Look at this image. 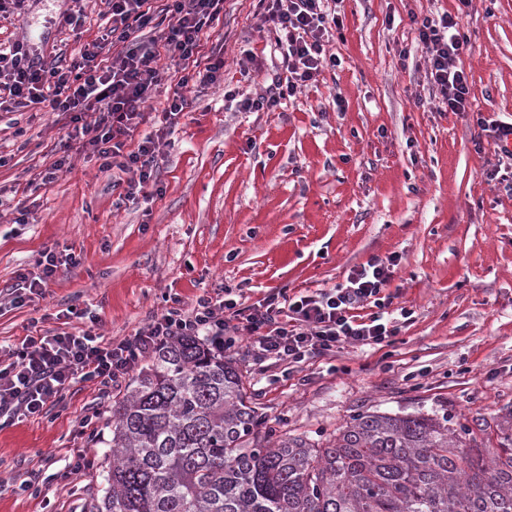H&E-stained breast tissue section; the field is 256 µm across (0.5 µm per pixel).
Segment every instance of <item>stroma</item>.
Segmentation results:
<instances>
[{"label":"stroma","mask_w":512,"mask_h":512,"mask_svg":"<svg viewBox=\"0 0 512 512\" xmlns=\"http://www.w3.org/2000/svg\"><path fill=\"white\" fill-rule=\"evenodd\" d=\"M458 0H343L332 43L337 66L274 112H241L228 90L256 93L282 72L257 0H224L207 43L224 51V83L189 88L188 115L168 135L161 192L118 203L111 172L74 155L52 183H31L64 149V117L0 112V292L39 253L73 252L43 297L0 309V344L60 327L73 306L95 310L108 338L134 335L168 296L193 304L226 287L250 305L271 293L328 289L373 258H396L386 288L410 310L391 345H348L290 377L256 361L246 343L228 351L277 433L322 440L365 411L437 414L477 428L494 448L495 423L512 410V197L485 178L498 160L474 122L434 112L408 11L456 12ZM70 0H30L0 22V43L27 42L53 59L74 50L59 20ZM458 12V11H457ZM461 14V13H460ZM460 28L461 58L476 109L512 116V0H472ZM255 50L248 60L246 50ZM342 106H335V99ZM480 140V139H479ZM29 221L17 223L19 210ZM111 396L75 382L59 405L0 428V512H86L101 482L105 448L80 439L88 409L108 417ZM93 466L41 496L21 490L34 471L62 469L73 450Z\"/></svg>","instance_id":"35a3bbf8"}]
</instances>
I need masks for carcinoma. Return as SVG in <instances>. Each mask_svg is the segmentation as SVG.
Listing matches in <instances>:
<instances>
[{
	"label": "carcinoma",
	"mask_w": 512,
	"mask_h": 512,
	"mask_svg": "<svg viewBox=\"0 0 512 512\" xmlns=\"http://www.w3.org/2000/svg\"><path fill=\"white\" fill-rule=\"evenodd\" d=\"M106 426L89 512H512V411L492 450L446 416L377 411L315 445L266 426L243 375L193 337L152 352Z\"/></svg>",
	"instance_id": "carcinoma-1"
}]
</instances>
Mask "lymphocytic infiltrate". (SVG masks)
Masks as SVG:
<instances>
[{"mask_svg":"<svg viewBox=\"0 0 512 512\" xmlns=\"http://www.w3.org/2000/svg\"><path fill=\"white\" fill-rule=\"evenodd\" d=\"M103 2L107 23L78 57L59 54L46 63L22 42L0 46V112L45 103L65 115L73 127L68 141L96 156L102 169L128 174L119 198L133 201L160 191L164 137L184 115L189 85L223 80V57L204 54L203 46L224 0H165L160 6L154 0ZM259 6L264 22L272 26L284 74L253 98L225 92V99L237 101L245 112L276 111L317 82L325 65L337 62L328 50L331 30L339 23L331 0H259ZM409 20L414 45L400 47V60L409 58L411 48L421 49L436 111L474 116L501 164L488 178L512 193V121L473 114L469 78L460 64L469 41L460 32L458 15L413 13ZM163 57L178 67L180 76L161 114L150 119L140 106L162 80L157 62ZM145 123L150 131H142ZM77 263L71 253L42 252L32 268L17 273L6 305L23 307L44 293L60 268ZM394 267V260L374 258L332 288L295 296L280 292L247 306L221 292L199 297L190 307L175 297L146 326L122 339H105L96 331L97 314L82 312L84 328L26 336L10 350L8 361H0V421L43 415L77 380L106 395L142 358L175 336H207L227 350L245 336L258 361L270 360L288 371L347 344L391 343L399 327L384 316L381 293Z\"/></svg>","mask_w":512,"mask_h":512,"instance_id":"lymphocytic-infiltrate-1","label":"lymphocytic infiltrate"}]
</instances>
